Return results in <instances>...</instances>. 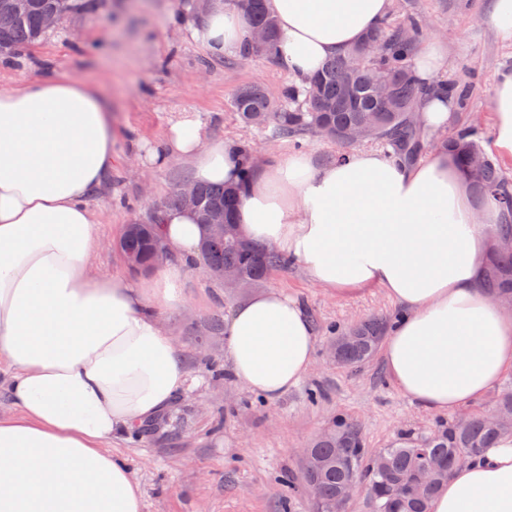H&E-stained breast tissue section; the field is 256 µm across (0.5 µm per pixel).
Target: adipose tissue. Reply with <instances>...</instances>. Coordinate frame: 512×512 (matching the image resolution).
<instances>
[{
	"instance_id": "obj_1",
	"label": "adipose tissue",
	"mask_w": 512,
	"mask_h": 512,
	"mask_svg": "<svg viewBox=\"0 0 512 512\" xmlns=\"http://www.w3.org/2000/svg\"><path fill=\"white\" fill-rule=\"evenodd\" d=\"M276 59L296 81L358 44L392 0H266ZM212 56L242 52L248 27L230 0L191 30ZM112 115L77 78L23 77L0 86V365L14 413L0 414V512H143L131 468L112 440L166 412L189 383L162 311L186 304L184 256L200 240L187 208L163 217L168 263L145 282L93 272L90 196L112 170ZM492 128L512 159V71L499 74ZM173 158L195 183L239 189L237 222L251 242L299 262L335 292L380 287L403 318L383 349L398 391L445 414L512 370V314L485 286L502 214L479 204L450 151L405 165L376 150L317 164L283 153L242 182L232 141L208 140L196 113H178L148 170ZM316 336L298 301L255 293L237 304L224 348L235 379L276 397L309 370ZM433 512H512V434L455 467Z\"/></svg>"
}]
</instances>
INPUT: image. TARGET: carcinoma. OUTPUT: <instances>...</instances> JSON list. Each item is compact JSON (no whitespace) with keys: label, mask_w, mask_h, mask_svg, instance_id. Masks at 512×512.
Returning <instances> with one entry per match:
<instances>
[{"label":"carcinoma","mask_w":512,"mask_h":512,"mask_svg":"<svg viewBox=\"0 0 512 512\" xmlns=\"http://www.w3.org/2000/svg\"><path fill=\"white\" fill-rule=\"evenodd\" d=\"M245 17L249 30L268 31L269 40L262 49L265 57H274L277 23L267 11L265 0H234ZM85 0H0V12L14 16L13 23L0 28V55L16 54L38 41L47 30L43 15L58 11L63 16L86 11ZM421 28L414 18L405 26L384 23L365 35L375 44L363 51L359 43L345 55L325 63L312 80L286 85L279 100L260 87L245 85L235 93L233 107L241 121L258 129L300 143L305 136H321L350 148L348 127L364 124L371 129L369 143L384 146L397 160L414 159L421 146L420 128L407 121L406 111L418 105L421 95L412 57ZM377 78L391 84L393 104L379 107L370 96L365 81ZM463 166L469 153H484L485 166L477 188L484 200L505 212H512V182L502 173L498 162L479 144L475 132L462 129L452 143ZM200 202L199 219L219 211L229 234L199 245L198 255L189 260L194 269H235L239 287L256 288L268 275L288 267V260L277 252L244 240L236 222L237 189L222 184L195 185ZM182 206L177 191H172L156 208L149 220L125 231L117 247L123 254L138 255L143 269H149L152 250L162 244L161 212ZM489 279L502 297L512 296V252L497 250L489 266ZM385 330L384 319L370 317L356 322L336 337L338 363L357 366L375 353ZM505 429L492 425L485 414L450 419L427 435L402 431L389 447L373 454L367 452L358 425L339 421L330 436L316 441L310 455L319 463L313 471L304 470L305 484L313 486L316 512L341 509L340 491L350 471H355L369 489L374 512H431L432 499L441 489L451 469L465 460L484 454Z\"/></svg>","instance_id":"carcinoma-1"}]
</instances>
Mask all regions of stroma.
<instances>
[{"label": "stroma", "mask_w": 512, "mask_h": 512, "mask_svg": "<svg viewBox=\"0 0 512 512\" xmlns=\"http://www.w3.org/2000/svg\"><path fill=\"white\" fill-rule=\"evenodd\" d=\"M412 2L422 42L440 41L446 59L440 80L470 86V107L456 109L455 128L474 129L492 149L491 102L498 74L512 70V43L502 41L486 19L491 0ZM196 16L183 0H97L93 10L64 19L23 54L0 62L1 85L30 74L64 75L105 90L114 117L113 161L109 184L89 200L100 235L95 275L133 282L144 277L128 269L116 243L126 225L146 221L191 177L181 160L146 176L134 159L137 146L163 147L175 113H199L209 138L251 142L265 159L300 150L328 162L336 154L324 138L296 145L240 123L233 108L239 86L254 84L275 97L293 78L271 58L209 56L190 35ZM265 287L296 297L316 331L310 369L274 398L236 382L227 371L223 335L207 328L212 317L229 320L249 289L224 287L191 268L183 288L186 306L161 313L190 383L144 432L132 429L112 442L113 452L132 466L143 512H312L303 453L337 416L357 422L370 449L386 447L400 430L420 433L440 422V415L397 390L382 352L357 367L336 364L329 354L337 331L356 320L394 319L398 307L383 289L334 294L311 283L296 264L270 274ZM312 391L319 394L314 403Z\"/></svg>", "instance_id": "stroma-1"}]
</instances>
